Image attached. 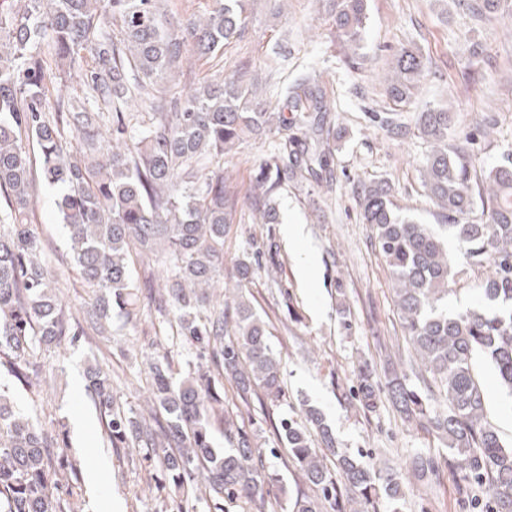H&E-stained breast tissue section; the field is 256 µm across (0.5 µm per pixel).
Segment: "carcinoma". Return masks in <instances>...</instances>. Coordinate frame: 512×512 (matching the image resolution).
<instances>
[{"label": "carcinoma", "mask_w": 512, "mask_h": 512, "mask_svg": "<svg viewBox=\"0 0 512 512\" xmlns=\"http://www.w3.org/2000/svg\"><path fill=\"white\" fill-rule=\"evenodd\" d=\"M205 16H167L158 0H0V365L22 386L38 385L42 369L34 353L86 329L111 331L112 310L130 321L138 315L134 260L167 266L158 288L162 332L176 330L209 364L173 373L171 356L148 363L151 420L116 405L112 378L99 364L86 368L88 392L109 442L131 452L150 451L178 488L194 489L202 478L214 508L245 499L265 512L273 486L259 466L266 452L288 449L313 495L295 499L292 512H369L384 500L402 512L404 477L371 468L336 445L322 413L302 404L274 426L277 446L265 450L254 435L224 420L228 447L212 444L208 420L224 407V381L237 397L262 391L272 404L283 387L268 323L243 290L252 283L259 258L236 261L233 302L211 305L210 289L224 279V237L237 200L224 177V154L244 137H279L255 170L253 210L261 224L277 223L274 194L301 177L316 187L335 180L331 165L336 128L326 93L309 73L284 89L290 116L269 111L245 75L210 81L185 95L170 78L186 55L204 59L242 35L248 15L242 0H215ZM502 0H480L481 20L498 13ZM330 17L345 43L359 48L366 0H330ZM119 24L121 38L105 30V18ZM50 36L60 68L53 73L35 54L34 43ZM94 64L68 81L82 53ZM427 72L423 56L407 48L392 53L384 78L389 98L407 105ZM158 87L150 102V126L131 130L124 112L129 100ZM112 121V148L104 149L102 126ZM371 121L393 138L414 134L429 144L419 169L425 195L450 225L421 224L402 213L385 180L358 183L363 223L387 265L397 313L420 361L425 392L407 386L387 364L385 383L368 370L348 389L364 411H376L387 390L393 406L416 426L437 434L448 448L460 491L485 512H512V448L486 419V401L475 372L480 358L493 367L512 395V153L476 168L473 137L448 143L452 115L424 106L406 123L389 112ZM96 149L78 155L66 133ZM40 149V175L61 187L55 200L67 232L74 266L96 294L83 321L67 317L42 259V245L30 230L28 206L33 165L26 146ZM482 217L470 219L475 198ZM459 243L455 254L440 229ZM488 267L479 285L481 303L448 311L450 280L467 267ZM52 442L11 402L0 386V512H77L66 498L64 464ZM331 464H326V460Z\"/></svg>", "instance_id": "1"}]
</instances>
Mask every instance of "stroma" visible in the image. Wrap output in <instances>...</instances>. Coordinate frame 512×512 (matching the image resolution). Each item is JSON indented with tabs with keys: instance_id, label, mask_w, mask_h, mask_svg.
Masks as SVG:
<instances>
[{
	"instance_id": "obj_1",
	"label": "stroma",
	"mask_w": 512,
	"mask_h": 512,
	"mask_svg": "<svg viewBox=\"0 0 512 512\" xmlns=\"http://www.w3.org/2000/svg\"><path fill=\"white\" fill-rule=\"evenodd\" d=\"M473 0H367L368 20L356 59H348L344 42L328 21L326 0H249L250 21L241 36L213 56H187L172 83L185 91L203 81L234 72L257 76L260 95L271 111L283 109L282 90L301 74L320 75L341 128L336 143L332 191L289 183L278 192L280 221L256 223L248 196L251 178L270 150L268 141L247 139L225 154L224 170L239 197L234 222L224 238V272L232 274L239 258L280 249L277 267H261L249 286L257 313L267 321L270 344L280 360L286 399L281 412L299 410L301 399L317 407L339 447L364 453L374 462L405 472L417 456L434 459L437 479L411 481L403 512H473L448 468V450L432 433L417 428L380 399L376 412H365L348 394L362 368L382 378L388 356H410L393 302L390 275L363 224L355 189L358 183L387 180L397 202L425 224L439 223L426 197L416 160L428 145L411 136L389 138L366 118L395 106L383 87L393 50L421 53L428 73L418 90L423 104L448 107L454 115L451 139L475 137L473 151L486 165L512 150V0L490 22H476ZM479 42L482 55L466 61L467 42ZM56 192L35 179L28 216L32 232L44 246L42 259L55 276L66 311L89 307L94 296L81 281L55 207ZM304 227L314 248L306 253L287 242L282 223ZM297 316L289 318L287 305ZM347 319H340L338 305ZM133 320L113 316L111 334L89 332L75 345L44 347L36 352L42 367H58L56 379L31 388H16V404L37 418L48 437H61L59 451L73 462V500L81 512H209L203 489L175 490L160 466L128 457L110 446L99 413L86 390L87 364L100 363L112 377L119 406L139 414L149 410L148 358L171 352L176 371L195 362L196 353L172 347L157 333V313L148 298L139 301ZM487 417L504 444H512V397L500 386L491 366L477 361ZM263 396L242 405L232 388L224 390V413L209 419L217 447H224V420L243 421L259 446L273 447L275 437ZM266 473L277 478L276 493L286 512L307 485L287 450L264 459Z\"/></svg>"
}]
</instances>
